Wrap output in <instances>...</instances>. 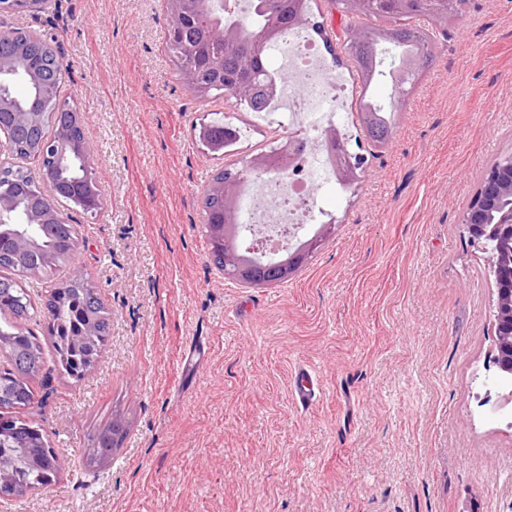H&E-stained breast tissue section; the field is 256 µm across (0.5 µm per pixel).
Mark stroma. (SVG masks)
Returning <instances> with one entry per match:
<instances>
[{
    "label": "stroma",
    "instance_id": "stroma-1",
    "mask_svg": "<svg viewBox=\"0 0 512 512\" xmlns=\"http://www.w3.org/2000/svg\"><path fill=\"white\" fill-rule=\"evenodd\" d=\"M309 17L348 78L338 131L364 172L322 191L335 233L308 264L261 286L211 264L202 199L225 166L285 144L277 115L186 88L164 0L0 18L64 51L60 96L81 110L104 204L58 208L111 317L81 379H30L19 415L62 467L0 512H512V430L482 402L495 284L461 222L484 169L512 151V0H466L445 28L417 19L437 66L381 148L360 121L342 13L313 0ZM215 120L239 132L222 152L198 139ZM65 272L24 279L37 336ZM301 366L319 387L306 407L291 394ZM116 417L126 436L89 462Z\"/></svg>",
    "mask_w": 512,
    "mask_h": 512
}]
</instances>
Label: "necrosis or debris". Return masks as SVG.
Wrapping results in <instances>:
<instances>
[{"instance_id":"necrosis-or-debris-1","label":"necrosis or debris","mask_w":512,"mask_h":512,"mask_svg":"<svg viewBox=\"0 0 512 512\" xmlns=\"http://www.w3.org/2000/svg\"><path fill=\"white\" fill-rule=\"evenodd\" d=\"M273 49L289 78L272 109L289 131L303 134L304 148L290 169L261 176L238 202L239 223L247 225L269 256L319 222V193L336 175L321 132L336 124L344 110L342 76L324 64L302 31L288 32Z\"/></svg>"}]
</instances>
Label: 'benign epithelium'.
<instances>
[{
	"label": "benign epithelium",
	"mask_w": 512,
	"mask_h": 512,
	"mask_svg": "<svg viewBox=\"0 0 512 512\" xmlns=\"http://www.w3.org/2000/svg\"><path fill=\"white\" fill-rule=\"evenodd\" d=\"M54 0H0V13L27 12L40 13L48 10ZM170 14L168 32L183 29L200 15L212 12L224 13L223 0H166ZM32 42L41 43L44 48H51L49 40L36 33H27L26 42L19 43L10 56L0 55V74L9 73L23 66L31 81H40V72L27 60L28 46ZM52 127L53 134L42 136L31 143L19 145L14 143V129H43ZM83 130L80 110L61 101L49 105L40 99L34 100L29 106H20L14 97L0 93V186L4 180L23 181L27 174L14 168L13 159L19 152L39 159L47 164L54 173L43 171L33 181L35 188L29 191L28 202L20 206L17 197L9 196L0 191V223L4 217L23 209L24 223L63 224L65 218L57 208L55 201L63 198L80 205L85 212L94 213L103 204V195L96 178L86 174L82 177H66L68 157L74 154L84 164L91 165L92 148L85 136L77 135ZM294 142H289L279 150L263 155L251 163V166L262 173L273 168H282L293 163L295 158ZM330 160L336 169L339 179L355 182L359 171L363 169L364 160L351 154L344 141L336 132L329 136ZM470 233V240L479 246L485 254L488 269L495 274L497 291V314L495 316V354L492 363L495 367V381L505 387L512 381V289L505 288L504 268L512 265V251L506 245L512 242V226L495 224L489 226L477 221V211H472L464 221ZM211 235L216 242L224 247V277L245 284L251 270L258 265H266L269 269L280 273L291 269L302 268L324 241L333 234L334 226L323 225L320 233L306 242L285 259L276 261L259 254L254 246H242L236 241V225L212 224ZM7 234L20 251H27L36 246L35 241L13 226H8Z\"/></svg>",
	"instance_id": "benign-epithelium-1"
}]
</instances>
